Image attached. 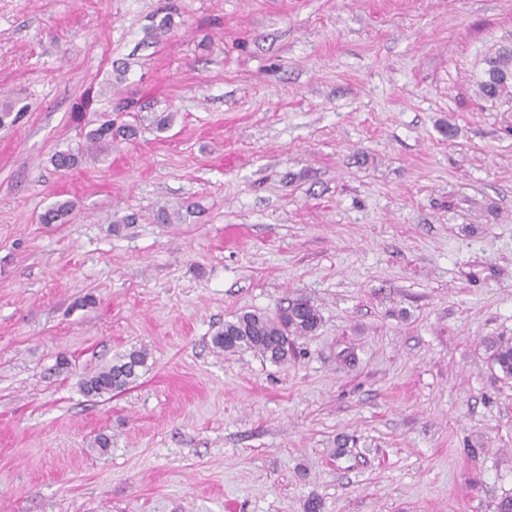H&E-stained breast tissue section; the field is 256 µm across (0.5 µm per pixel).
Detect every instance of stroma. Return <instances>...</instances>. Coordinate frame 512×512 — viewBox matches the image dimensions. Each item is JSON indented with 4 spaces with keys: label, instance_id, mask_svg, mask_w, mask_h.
Instances as JSON below:
<instances>
[{
    "label": "stroma",
    "instance_id": "stroma-1",
    "mask_svg": "<svg viewBox=\"0 0 512 512\" xmlns=\"http://www.w3.org/2000/svg\"><path fill=\"white\" fill-rule=\"evenodd\" d=\"M511 45L512 0H0V512H498ZM88 91L136 133L57 170ZM299 295L295 359L213 347ZM480 92L484 99L498 101L512 95V48L502 47L486 60ZM488 349L491 351L490 360L504 379H512V341L490 340ZM147 358L144 349H131L118 356L111 365L85 377L81 381L83 392L89 396L103 397L117 390L126 389L137 381L140 369L146 367Z\"/></svg>",
    "mask_w": 512,
    "mask_h": 512
}]
</instances>
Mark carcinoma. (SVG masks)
Instances as JSON below:
<instances>
[{
  "label": "carcinoma",
  "mask_w": 512,
  "mask_h": 512,
  "mask_svg": "<svg viewBox=\"0 0 512 512\" xmlns=\"http://www.w3.org/2000/svg\"><path fill=\"white\" fill-rule=\"evenodd\" d=\"M480 92L484 99L498 101L512 95V48L503 47L486 60L484 79L480 81ZM128 128L115 126L106 119L86 134L90 144L112 141L116 136L124 137ZM321 316L314 304L299 296L288 301L278 316L272 318L257 310H244L224 328L212 336V345L226 353L250 350L274 363H286L294 353L295 340L316 331ZM490 360L504 379H512V341L491 340ZM147 353L132 349L117 357L111 365L104 367L81 381L83 392L88 396L102 397L125 389L139 378V371L146 367Z\"/></svg>",
  "instance_id": "cac0c4a2"
}]
</instances>
